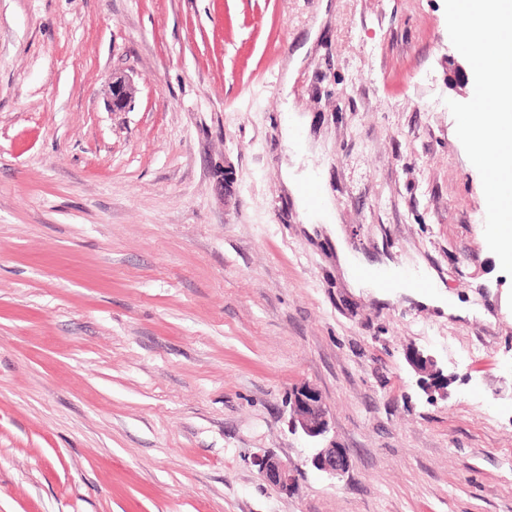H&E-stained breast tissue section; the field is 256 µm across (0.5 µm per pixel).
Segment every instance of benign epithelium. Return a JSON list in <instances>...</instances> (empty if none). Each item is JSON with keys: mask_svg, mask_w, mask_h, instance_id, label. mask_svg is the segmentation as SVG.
<instances>
[{"mask_svg": "<svg viewBox=\"0 0 512 512\" xmlns=\"http://www.w3.org/2000/svg\"><path fill=\"white\" fill-rule=\"evenodd\" d=\"M112 107L124 109L130 105L135 86L125 75H112ZM409 365L418 374L436 377L442 375L437 360L431 354L411 350L407 354ZM291 424L294 431L313 443V452L308 457L310 466L330 478L347 473L351 467V458L347 451L332 444H324L330 425L323 406L322 395L316 388L302 384L290 393ZM256 465L263 480L270 486L286 491L294 486L295 475L275 455L268 453L257 458Z\"/></svg>", "mask_w": 512, "mask_h": 512, "instance_id": "benign-epithelium-1", "label": "benign epithelium"}]
</instances>
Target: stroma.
Returning <instances> with one entry per match:
<instances>
[{
  "instance_id": "1",
  "label": "stroma",
  "mask_w": 512,
  "mask_h": 512,
  "mask_svg": "<svg viewBox=\"0 0 512 512\" xmlns=\"http://www.w3.org/2000/svg\"><path fill=\"white\" fill-rule=\"evenodd\" d=\"M463 61L444 0H0V512H512V276L446 105ZM286 168L362 262L489 318L349 288ZM302 383L343 477L291 429ZM111 87L112 107L122 110L129 106L135 93L132 80L125 75L113 74ZM407 360L409 365L418 374H426L432 377L442 375L437 360L431 354L414 349L408 352ZM289 405L294 432L314 444L307 459L310 466L335 479L347 473L351 467L347 451L332 444L323 445L330 425L319 390L308 384L299 385L290 393ZM256 465L261 477L270 486L283 491H288L294 486L293 470L274 454L268 453L258 457Z\"/></svg>"
}]
</instances>
